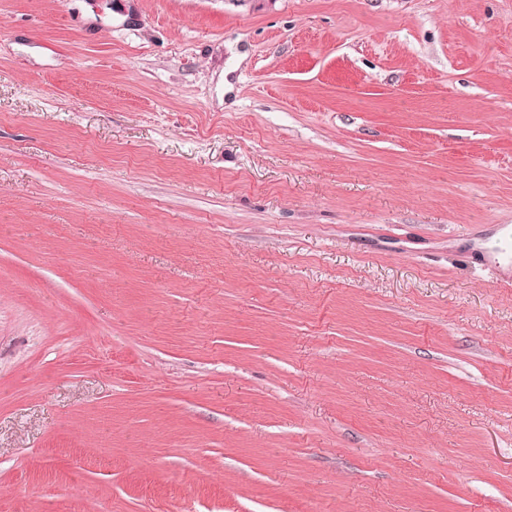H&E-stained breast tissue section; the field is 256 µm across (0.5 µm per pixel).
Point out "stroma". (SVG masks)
<instances>
[{"label":"stroma","mask_w":512,"mask_h":512,"mask_svg":"<svg viewBox=\"0 0 512 512\" xmlns=\"http://www.w3.org/2000/svg\"><path fill=\"white\" fill-rule=\"evenodd\" d=\"M512 0H0V512H512Z\"/></svg>","instance_id":"1"}]
</instances>
